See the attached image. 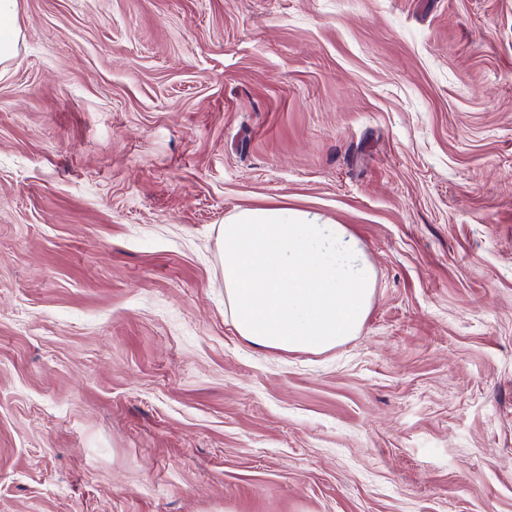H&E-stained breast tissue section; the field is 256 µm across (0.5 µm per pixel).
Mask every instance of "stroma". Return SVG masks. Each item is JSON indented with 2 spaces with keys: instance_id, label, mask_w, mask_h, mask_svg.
<instances>
[{
  "instance_id": "35a3bbf8",
  "label": "stroma",
  "mask_w": 512,
  "mask_h": 512,
  "mask_svg": "<svg viewBox=\"0 0 512 512\" xmlns=\"http://www.w3.org/2000/svg\"><path fill=\"white\" fill-rule=\"evenodd\" d=\"M0 65V512H512V0H19ZM375 271L259 350L234 213Z\"/></svg>"
}]
</instances>
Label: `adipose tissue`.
<instances>
[{"instance_id":"adipose-tissue-1","label":"adipose tissue","mask_w":512,"mask_h":512,"mask_svg":"<svg viewBox=\"0 0 512 512\" xmlns=\"http://www.w3.org/2000/svg\"><path fill=\"white\" fill-rule=\"evenodd\" d=\"M219 236L225 302L252 347L325 351L362 327L374 271L346 226L274 203L239 210Z\"/></svg>"}]
</instances>
